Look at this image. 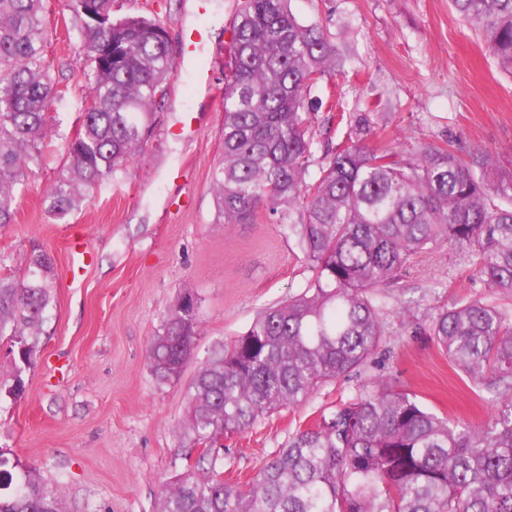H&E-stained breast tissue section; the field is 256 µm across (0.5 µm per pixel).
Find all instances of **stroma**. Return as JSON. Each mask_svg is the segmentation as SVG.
I'll use <instances>...</instances> for the list:
<instances>
[{"label": "stroma", "instance_id": "stroma-1", "mask_svg": "<svg viewBox=\"0 0 512 512\" xmlns=\"http://www.w3.org/2000/svg\"><path fill=\"white\" fill-rule=\"evenodd\" d=\"M239 0H113L114 17L160 16L173 69L145 148L64 220L49 193L67 159L64 137L82 121L85 57L66 0H46L45 59L57 93L48 105L46 160L18 195L15 221L0 228V261L21 272L32 246L51 258L52 303L25 392L2 391L13 369L0 343V448L59 486L67 512H160L162 485L189 453L185 393L200 365L243 333L265 308L300 293L312 271L288 229L217 221L211 174L221 149L225 49ZM320 24L344 58L345 75L313 89V164L325 142L346 140L366 114L370 145L404 154L421 143L465 156L498 154L512 169V73L449 0H291ZM208 70L212 92L195 72ZM198 297L201 335L179 379L163 383L150 344L185 290ZM460 251L440 247L403 271L376 303L384 335L360 375L315 391L225 436L228 478L251 479L303 426L391 379L431 411L471 426L491 404L454 374L432 337L416 334L456 301L490 297Z\"/></svg>", "mask_w": 512, "mask_h": 512}]
</instances>
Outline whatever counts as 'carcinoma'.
Masks as SVG:
<instances>
[{"label": "carcinoma", "mask_w": 512, "mask_h": 512, "mask_svg": "<svg viewBox=\"0 0 512 512\" xmlns=\"http://www.w3.org/2000/svg\"><path fill=\"white\" fill-rule=\"evenodd\" d=\"M291 0H240L224 64L221 157L213 194L222 224L267 223L295 233L313 276L225 342L186 391L189 447L297 408L324 384L360 371L383 325L376 291L415 259L448 244L465 253L499 301L461 300L426 331L452 367L494 406L479 427L451 422L379 377L314 427L297 430L251 480L224 479L219 449L196 454L162 492L161 512H512V169L496 155L444 147L407 155L365 143L327 144L310 173L312 87L342 71L323 27ZM456 13L512 70V0H451ZM87 63L83 119L49 211L78 209L142 150L162 107L173 61L164 20L116 18L112 0H68ZM44 0H0V227L14 223L16 190L45 159ZM50 258L34 248L26 276L0 275V340L11 343L9 394L24 392L51 294ZM186 293L164 318L150 363L176 380L201 335ZM0 512H65L60 487L0 452Z\"/></svg>", "instance_id": "obj_1"}]
</instances>
